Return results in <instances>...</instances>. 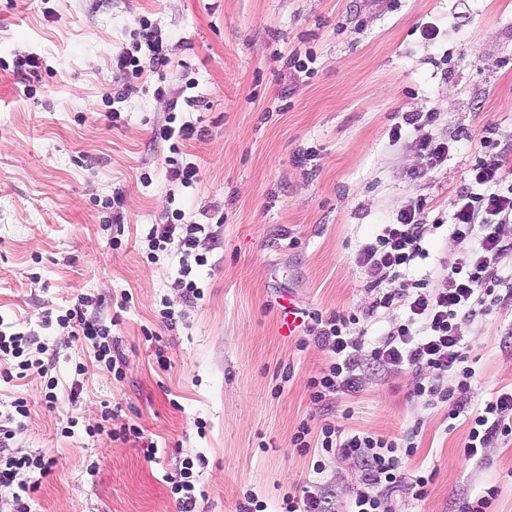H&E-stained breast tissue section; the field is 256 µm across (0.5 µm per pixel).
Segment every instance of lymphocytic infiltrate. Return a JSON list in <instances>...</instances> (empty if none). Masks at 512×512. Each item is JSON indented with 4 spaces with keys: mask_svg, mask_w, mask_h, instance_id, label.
<instances>
[{
    "mask_svg": "<svg viewBox=\"0 0 512 512\" xmlns=\"http://www.w3.org/2000/svg\"><path fill=\"white\" fill-rule=\"evenodd\" d=\"M482 151L470 166L467 178L456 192L452 234L460 241L477 239V249L465 252L448 264L446 287L430 288L428 279H407L406 273L418 261L426 259V242L440 220L426 222L424 205L413 202L399 211L395 223L384 225L373 243L367 244L360 257L374 286L384 281L394 286L383 289L376 305L382 309L404 308L406 319L395 330L365 341L355 332L360 319L355 314L323 317L310 313L316 325L314 341L329 354V361L319 375L308 381L314 404H326L339 396H353L360 391L365 362L383 370L411 369L418 381L413 394L428 403L453 402L455 413H463L472 389L474 371L467 367L468 347L461 335V325L469 318L489 313L494 307L512 300V281L503 282L497 265L512 256V242L501 235V224L512 221V183L506 173L512 168V150L499 146L491 137L480 140ZM208 224H156L147 238L152 248L160 249L171 240H179L186 276L188 297L202 299L203 291L192 280L194 267L206 265L197 248L201 239L212 237ZM60 324L80 327L92 340L99 361L116 366L122 356L108 327L88 320L81 305H74L60 316ZM453 377L454 387L443 383ZM14 415L0 423V490L9 493L7 512H27V506L15 485L24 472L36 469L48 474L52 460L44 455L18 456L12 443L19 429L15 421L27 417L24 398L13 402ZM311 429L301 423L292 438L301 453H313L314 470H321L327 456L350 458L361 468V485L352 493L351 512H382V496L402 483L401 455H413V442L386 438L361 430L347 431L333 423L323 424L317 442H310ZM512 437V389L498 391L481 412L469 420L468 434L460 450L468 461H482L485 450L497 439Z\"/></svg>",
    "mask_w": 512,
    "mask_h": 512,
    "instance_id": "lymphocytic-infiltrate-1",
    "label": "lymphocytic infiltrate"
}]
</instances>
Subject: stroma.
I'll use <instances>...</instances> for the list:
<instances>
[{
	"label": "stroma",
	"mask_w": 512,
	"mask_h": 512,
	"mask_svg": "<svg viewBox=\"0 0 512 512\" xmlns=\"http://www.w3.org/2000/svg\"><path fill=\"white\" fill-rule=\"evenodd\" d=\"M123 51L141 72L113 67ZM32 55L40 68L20 70ZM294 57L311 58L309 71ZM408 112L434 120L393 140ZM171 117L193 138L155 140ZM488 128L512 148V0H0V332L49 361L46 375L17 379L0 357V415L28 402L14 452L53 462L28 474L27 512H180L168 478L186 459L202 462L198 512H237L248 491L284 512L308 481L348 512L360 468L330 456L313 471L291 444L304 420L415 431L403 471L433 479L422 499L406 484L389 493L385 512H464L492 486L493 512H512V440L478 463L459 453L470 415L512 388V307L463 323L476 375L453 420L450 404L413 396V372L372 364L357 396L314 404L307 381L326 354L306 326L282 329L279 306L290 295L306 311L363 317L368 337L394 330L405 312H372L360 250L410 202L450 219ZM427 137L447 143L442 162L420 150ZM171 158L195 162L199 182H170ZM175 220L217 228L198 246L199 301L185 296L178 241L148 248L151 225ZM427 249L410 276L444 287L467 246L443 226ZM80 297L118 339L122 376L58 324ZM128 424L143 438L110 437Z\"/></svg>",
	"instance_id": "1"
}]
</instances>
